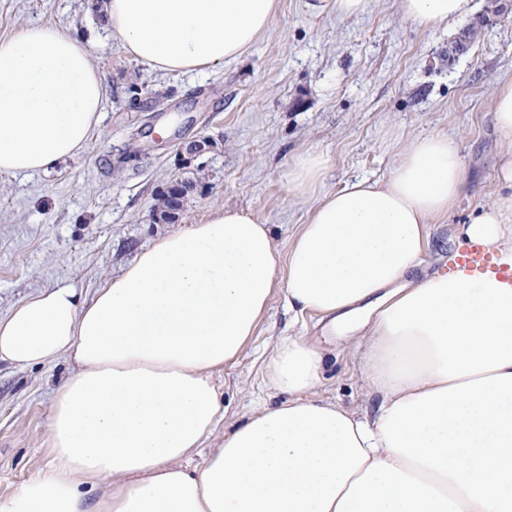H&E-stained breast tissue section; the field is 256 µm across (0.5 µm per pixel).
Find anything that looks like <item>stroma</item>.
Segmentation results:
<instances>
[{"label":"stroma","mask_w":512,"mask_h":512,"mask_svg":"<svg viewBox=\"0 0 512 512\" xmlns=\"http://www.w3.org/2000/svg\"><path fill=\"white\" fill-rule=\"evenodd\" d=\"M87 2L0 0V39L27 24L67 28L87 44L105 83V110L84 149L45 173L0 174L1 319L62 284L91 301L145 247L224 206L274 225L279 249H287L319 193L357 176L387 175L403 144L419 136L448 135L467 173L453 212L427 226L420 273L450 267L458 227L501 191L505 146L492 100L498 83L512 78V11L452 59L448 44L464 20L424 30L402 16L400 0H366L365 11L348 18L329 0H278L271 25L240 58L166 73L126 56ZM133 83L135 110L126 92ZM199 137L211 141L202 162L217 172L208 194L191 195L177 223H154L159 191L179 175L180 142ZM309 151L328 163L317 191L302 196L290 173ZM322 327L317 315L294 314L273 293L236 361L212 374L219 420L191 466L220 447L226 432L283 400L266 366L287 336L328 350L313 398L374 413L380 397L362 367L366 338L329 341ZM71 374L62 357L26 367L0 361V498L46 469L54 395Z\"/></svg>","instance_id":"1"}]
</instances>
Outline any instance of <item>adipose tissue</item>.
Here are the masks:
<instances>
[{
	"label": "adipose tissue",
	"mask_w": 512,
	"mask_h": 512,
	"mask_svg": "<svg viewBox=\"0 0 512 512\" xmlns=\"http://www.w3.org/2000/svg\"><path fill=\"white\" fill-rule=\"evenodd\" d=\"M278 0H110L125 53L189 72L240 58ZM472 0H401L433 28ZM104 79L68 29L31 25L0 40V173L47 171L86 147ZM493 124L505 193L461 225L512 267V80ZM466 173L444 134L404 144L386 177L325 192L279 250L273 225L227 207L141 251L91 302L63 285L0 319V360L65 357L47 469L0 512H512V280L492 272L412 274L426 226L458 202ZM328 331L366 332L363 369L381 401L361 416L311 398L326 354L289 336L267 365L289 398L189 459L219 411L210 370L234 361L274 291ZM113 484L92 503L82 490Z\"/></svg>",
	"instance_id": "1"
}]
</instances>
